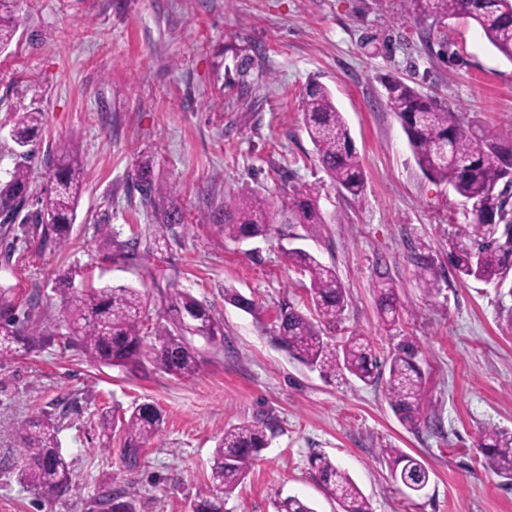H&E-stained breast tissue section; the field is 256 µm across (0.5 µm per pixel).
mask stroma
Instances as JSON below:
<instances>
[{"label": "stroma", "instance_id": "obj_1", "mask_svg": "<svg viewBox=\"0 0 512 512\" xmlns=\"http://www.w3.org/2000/svg\"><path fill=\"white\" fill-rule=\"evenodd\" d=\"M16 15L17 35L0 52V181L26 162L37 203L51 187L47 154L66 145L86 183L66 247L43 242L37 225L0 224V301L19 317L29 300L45 301V330L63 322L65 278L83 290L127 285L148 291L151 329L177 287L210 308L224 337H191L200 369L184 378L149 362L129 371L90 361L62 335L0 361V459L15 458L21 423L46 412L75 482L48 500L0 470V512H91L106 488L137 491L138 512H190L225 429L257 415L272 417L275 432L224 512H275L290 495L338 512L309 468L316 453L351 476L372 512H512V482L478 450L485 430L512 432V296L457 278L449 254L470 217L417 165L383 86L399 78L493 137L512 129V60L463 19L449 20L440 49L408 20L406 0H19ZM313 80L348 123L362 198L332 184L305 131ZM31 110L42 123L23 159L11 130ZM146 161L156 182L176 187L182 215L160 245L136 186ZM307 184L324 217L314 226L293 223L286 208ZM244 192L269 203L267 237L225 236V207ZM132 238L136 254L124 256ZM296 246L334 267L348 292L331 340L368 336L381 363L402 337L419 345L427 407L418 429L395 417L385 381L324 379L275 340L281 308H309V279L284 257ZM418 252L432 260L435 296L423 290ZM382 274L400 309L391 328L374 288ZM228 288L256 308L225 300ZM143 402L164 422L132 464L121 433L102 447L99 416ZM389 445L426 461L421 493L393 484Z\"/></svg>", "mask_w": 512, "mask_h": 512}]
</instances>
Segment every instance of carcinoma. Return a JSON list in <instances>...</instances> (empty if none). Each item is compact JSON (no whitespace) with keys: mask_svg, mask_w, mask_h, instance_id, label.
<instances>
[{"mask_svg":"<svg viewBox=\"0 0 512 512\" xmlns=\"http://www.w3.org/2000/svg\"><path fill=\"white\" fill-rule=\"evenodd\" d=\"M410 19L438 28L443 20L462 17L473 21L489 44L512 60V0H406ZM17 0H0V51L8 48L18 31ZM388 106L400 119L416 163L422 171L448 184L470 206L471 221L464 230L465 240L456 243L451 256L457 277L474 279L507 289L512 295V131L489 138L460 119L444 100L421 93L405 82L392 78L384 84ZM304 126L315 145L318 161L330 180L353 198L364 195L366 181L350 130L336 107L332 94L311 82L303 98ZM41 112L17 115L12 129L14 142L21 148L38 134ZM53 186L39 199V209L30 221L42 227V238L58 248L65 247L76 219L83 190V169L76 155L66 148L48 158ZM503 188H498L499 183ZM30 169L18 165L10 179L0 184V222L11 224L29 198ZM138 189L144 203L153 207L156 223L163 230L155 241L165 238L164 228L179 223L173 203L177 190L154 181L149 163L140 167ZM290 211L298 224H321L315 188L308 186L293 195ZM224 233L236 239L265 235L272 224L265 199L242 194L224 212ZM288 265L301 270L310 282L309 303L313 312L305 314L286 307L277 318L278 342L290 356L320 376L334 379L348 374L366 386L379 381L381 372L372 360V349L359 334L340 342L325 337V330L336 327L348 306L347 293L336 269L303 248L285 251ZM424 290L438 291L437 281L427 277L428 256L414 255ZM380 312L388 325L399 320L396 289L383 274L375 284ZM61 302L69 311L72 342L90 359L105 365L137 367L143 358L151 359L163 372L189 377L199 370V358L187 336L208 340L224 336L223 328L210 309L188 292L170 290L162 300L165 323L156 325L154 341L143 334L148 299L136 288L105 287L80 291L59 289ZM26 327L17 319L11 305L0 306V359L18 355V345L26 343ZM386 390L389 405L399 422L415 429L423 421L425 386L418 361V349L410 341L400 343L386 360ZM162 414L151 403L137 405L123 418L125 456L137 462L139 453L160 429ZM273 422L254 417L224 430L215 448L211 477L191 502V512H224V499L244 482L249 466L268 445ZM59 426L50 414H42L21 426L22 447L18 449L19 480L40 496L57 499L72 485L71 463L58 440ZM487 466L498 476L512 479V432L486 430L479 444ZM391 459V479L410 490L423 488L429 480L425 463L396 448H386ZM310 468L325 495L335 500L340 512H372L368 498L351 476L324 454L310 458ZM96 512H136L135 494L107 490L95 501ZM277 512H314L295 496L277 504Z\"/></svg>","mask_w":512,"mask_h":512,"instance_id":"cac0c4a2","label":"carcinoma"}]
</instances>
